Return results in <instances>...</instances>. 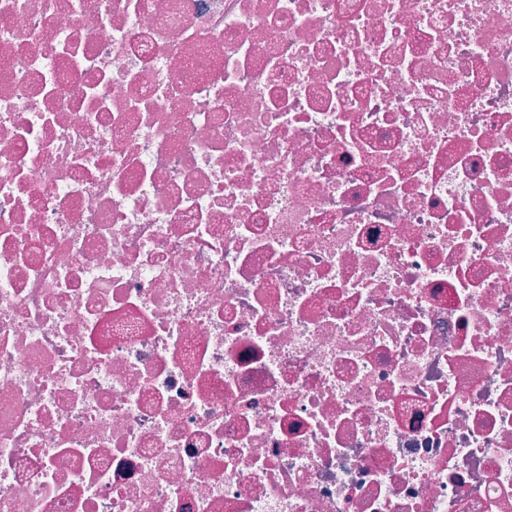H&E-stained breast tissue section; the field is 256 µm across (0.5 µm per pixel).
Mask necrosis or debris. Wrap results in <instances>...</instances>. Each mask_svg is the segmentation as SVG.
<instances>
[{
  "mask_svg": "<svg viewBox=\"0 0 512 512\" xmlns=\"http://www.w3.org/2000/svg\"><path fill=\"white\" fill-rule=\"evenodd\" d=\"M0 512H512V0H0Z\"/></svg>",
  "mask_w": 512,
  "mask_h": 512,
  "instance_id": "4bbe7bcc",
  "label": "necrosis or debris"
}]
</instances>
